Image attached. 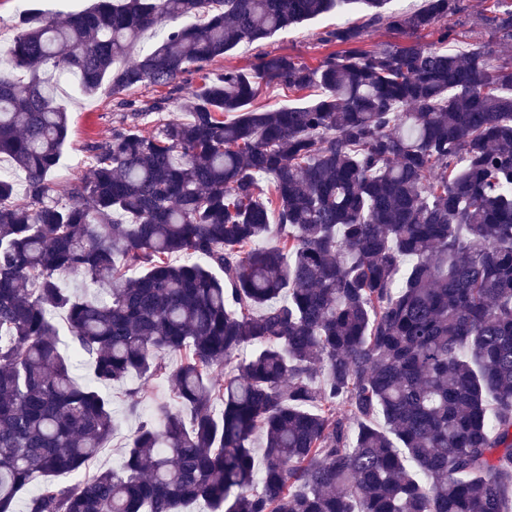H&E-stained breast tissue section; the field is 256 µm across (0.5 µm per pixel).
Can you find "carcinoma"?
<instances>
[{"instance_id":"cac0c4a2","label":"carcinoma","mask_w":512,"mask_h":512,"mask_svg":"<svg viewBox=\"0 0 512 512\" xmlns=\"http://www.w3.org/2000/svg\"><path fill=\"white\" fill-rule=\"evenodd\" d=\"M354 3L368 19L326 32L346 49L208 72L187 120L146 133L164 101L119 100L87 171L53 182L69 118L46 76L75 75L82 98L181 91L190 66ZM386 4L97 0L20 19L0 62V157L26 178L20 195L0 176V512L35 474L26 512H512V58L448 49L461 0ZM179 16L199 22L113 69ZM441 21L438 44L416 40ZM487 21L512 41V5ZM378 24L409 42L361 49ZM269 86L321 95L265 109ZM160 377L180 407L157 405L119 467L58 480L113 435L103 391Z\"/></svg>"}]
</instances>
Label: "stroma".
Listing matches in <instances>:
<instances>
[{
	"mask_svg": "<svg viewBox=\"0 0 512 512\" xmlns=\"http://www.w3.org/2000/svg\"><path fill=\"white\" fill-rule=\"evenodd\" d=\"M466 8V23L461 29L462 40L482 42L488 45L496 55L512 56V41L503 42L495 38L483 23L484 15L489 14L493 0H463ZM60 7L55 0H27L25 6H18L16 0H0V49L7 47L16 32V23L22 15L59 13ZM365 11L362 6H352L346 14L330 13L319 18L307 20L288 29L276 32L269 38L250 45H239L227 52L223 57L211 62L209 69L218 72L227 68H246L254 63L259 54L272 52L298 57L308 65L314 66L326 55L336 51L337 46L325 42L326 31L335 28L343 20L363 21ZM59 96L65 97L69 112L68 141L63 148L61 163L53 175L55 183L66 185L80 173H83L88 162L81 153V146L89 140H104L112 133V124L118 119L116 110L117 98L110 90H103L91 99L72 98L66 86H59ZM125 98L147 101L163 99L167 109L159 115H150L145 119V131H153L160 120H181L185 113L182 108V95L170 88L139 87L125 91ZM136 381L130 380L109 389L108 395L112 403V412L118 422V429L106 442L104 448L83 470V477L118 467L128 435L147 420L153 409L160 403H173L171 387L166 379L157 378L139 391L138 397H131L130 389H136Z\"/></svg>",
	"mask_w": 512,
	"mask_h": 512,
	"instance_id": "stroma-1",
	"label": "stroma"
}]
</instances>
